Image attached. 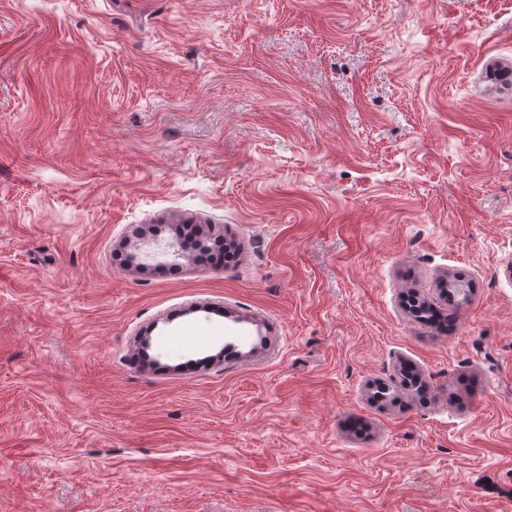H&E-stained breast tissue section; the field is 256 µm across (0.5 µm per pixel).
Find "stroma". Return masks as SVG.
I'll return each mask as SVG.
<instances>
[{"mask_svg":"<svg viewBox=\"0 0 512 512\" xmlns=\"http://www.w3.org/2000/svg\"><path fill=\"white\" fill-rule=\"evenodd\" d=\"M506 70L512 0H0V512H512Z\"/></svg>","mask_w":512,"mask_h":512,"instance_id":"stroma-1","label":"stroma"}]
</instances>
